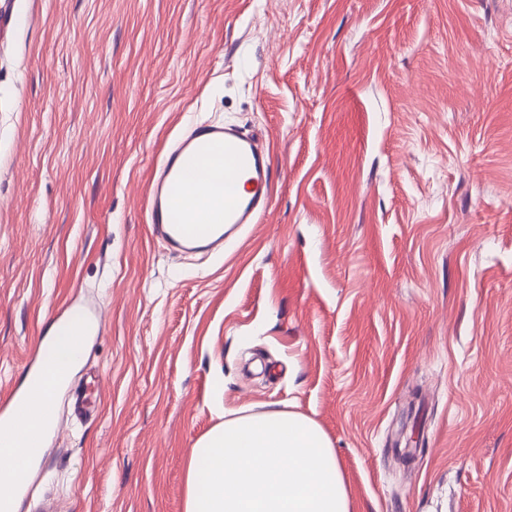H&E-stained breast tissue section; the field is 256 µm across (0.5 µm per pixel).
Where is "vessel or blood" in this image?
I'll return each mask as SVG.
<instances>
[{
  "label": "vessel or blood",
  "mask_w": 512,
  "mask_h": 512,
  "mask_svg": "<svg viewBox=\"0 0 512 512\" xmlns=\"http://www.w3.org/2000/svg\"><path fill=\"white\" fill-rule=\"evenodd\" d=\"M224 157L244 181L240 192L225 194L223 207L211 206L197 177L207 161ZM274 171L269 155L256 140L236 127L210 124L195 128L168 150L156 169L147 193L152 234L169 250L181 254H219L257 223L270 205L266 192ZM100 315L92 309L64 305L53 318L54 333L75 339L88 335ZM52 346L37 350L31 366L38 378L36 390H16L0 401V458L12 460L0 472V512H15L24 490L31 485L33 463L44 446V426L55 423L57 376L46 366Z\"/></svg>",
  "instance_id": "1"
}]
</instances>
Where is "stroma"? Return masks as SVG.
<instances>
[{
  "mask_svg": "<svg viewBox=\"0 0 512 512\" xmlns=\"http://www.w3.org/2000/svg\"><path fill=\"white\" fill-rule=\"evenodd\" d=\"M268 149L220 256L155 242L188 126ZM99 306L33 500L184 512L241 414L327 434L352 512H512V0H0V400ZM96 321L99 326L101 324V316L97 309L85 310L66 304L54 315L53 337L69 336L75 339H83L82 336H88Z\"/></svg>",
  "mask_w": 512,
  "mask_h": 512,
  "instance_id": "obj_1",
  "label": "stroma"
}]
</instances>
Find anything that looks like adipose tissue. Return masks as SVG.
Segmentation results:
<instances>
[{
    "label": "adipose tissue",
    "instance_id": "ef3b65f1",
    "mask_svg": "<svg viewBox=\"0 0 512 512\" xmlns=\"http://www.w3.org/2000/svg\"><path fill=\"white\" fill-rule=\"evenodd\" d=\"M184 512H351V503L325 432L274 409L226 420L194 444Z\"/></svg>",
    "mask_w": 512,
    "mask_h": 512
}]
</instances>
